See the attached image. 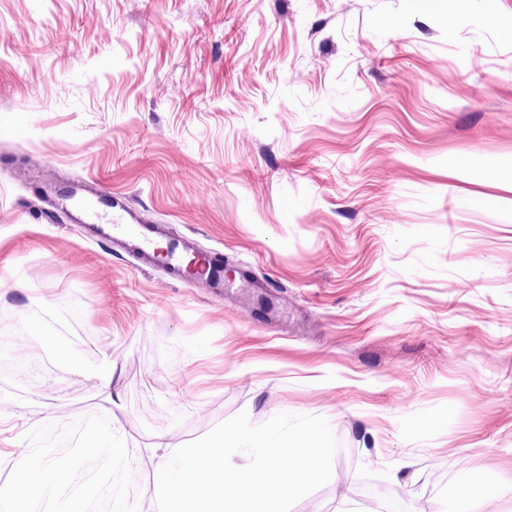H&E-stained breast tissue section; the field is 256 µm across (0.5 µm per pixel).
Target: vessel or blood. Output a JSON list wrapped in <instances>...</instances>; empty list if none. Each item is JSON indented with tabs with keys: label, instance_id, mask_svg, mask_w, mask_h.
<instances>
[{
	"label": "vessel or blood",
	"instance_id": "vessel-or-blood-1",
	"mask_svg": "<svg viewBox=\"0 0 512 512\" xmlns=\"http://www.w3.org/2000/svg\"><path fill=\"white\" fill-rule=\"evenodd\" d=\"M59 207L68 212L71 223L83 226L91 240L107 243L114 251L146 265L154 262L157 239L167 235L165 225L148 223L141 210L125 197H113L111 205L104 209L88 197L70 195ZM166 268L180 281H187L193 273L214 295L224 292V264L219 252L201 250L194 239L182 240L180 252L169 255Z\"/></svg>",
	"mask_w": 512,
	"mask_h": 512
}]
</instances>
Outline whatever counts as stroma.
<instances>
[{
  "label": "stroma",
  "instance_id": "35a3bbf8",
  "mask_svg": "<svg viewBox=\"0 0 512 512\" xmlns=\"http://www.w3.org/2000/svg\"><path fill=\"white\" fill-rule=\"evenodd\" d=\"M77 182L223 298L87 241ZM1 336L0 480L92 446L106 360L120 465L291 413L341 449L291 512L512 484V0H0ZM181 250L191 253L196 258L193 273L198 275L203 284L210 288L214 295L224 294V262L217 250L203 251L192 238H183Z\"/></svg>",
  "mask_w": 512,
  "mask_h": 512
}]
</instances>
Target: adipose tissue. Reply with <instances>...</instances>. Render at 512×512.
<instances>
[{"label":"adipose tissue","instance_id":"adipose-tissue-1","mask_svg":"<svg viewBox=\"0 0 512 512\" xmlns=\"http://www.w3.org/2000/svg\"><path fill=\"white\" fill-rule=\"evenodd\" d=\"M56 492V512H78L94 483L77 482L74 475H61L50 465L27 466L21 479L0 484V512H24V504L42 499L45 489ZM512 496V486L462 480L458 493L449 501L447 512H484L487 505Z\"/></svg>","mask_w":512,"mask_h":512}]
</instances>
